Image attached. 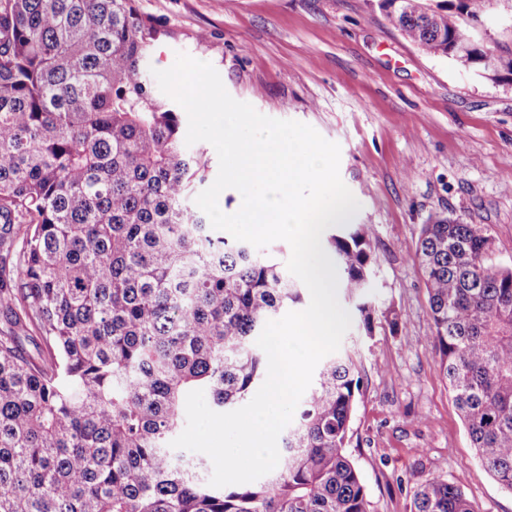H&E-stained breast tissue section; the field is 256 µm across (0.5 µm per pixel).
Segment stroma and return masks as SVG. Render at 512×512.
I'll return each mask as SVG.
<instances>
[{
    "label": "stroma",
    "instance_id": "35a3bbf8",
    "mask_svg": "<svg viewBox=\"0 0 512 512\" xmlns=\"http://www.w3.org/2000/svg\"><path fill=\"white\" fill-rule=\"evenodd\" d=\"M165 34L150 57L211 63L236 100L312 126L340 147V176L374 229L369 300L394 307L397 328L365 335L352 314L343 346L363 376L346 451L369 512H411L416 488L462 480L475 512H512L474 457L431 335L414 255L429 216L488 225L495 258L512 265V79L477 78L427 57L386 19L380 0H135ZM482 45L512 58V0L474 24Z\"/></svg>",
    "mask_w": 512,
    "mask_h": 512
}]
</instances>
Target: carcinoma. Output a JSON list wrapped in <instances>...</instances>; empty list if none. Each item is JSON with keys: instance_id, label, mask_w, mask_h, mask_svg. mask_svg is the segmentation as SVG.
I'll list each match as a JSON object with an SVG mask.
<instances>
[{"instance_id": "obj_1", "label": "carcinoma", "mask_w": 512, "mask_h": 512, "mask_svg": "<svg viewBox=\"0 0 512 512\" xmlns=\"http://www.w3.org/2000/svg\"><path fill=\"white\" fill-rule=\"evenodd\" d=\"M489 0H381L430 57L479 69L472 22ZM161 25L134 0H0V512H368L345 453L362 376L319 366L275 471L214 488L170 442L187 393L217 412L267 375L254 341L306 286L247 242L213 238L190 208L208 150L147 68ZM372 226L321 239L367 334L397 313L366 300ZM486 224L438 215L415 264L438 357L480 464L512 492V265ZM33 350H28L24 342ZM411 512H475L433 478Z\"/></svg>"}]
</instances>
